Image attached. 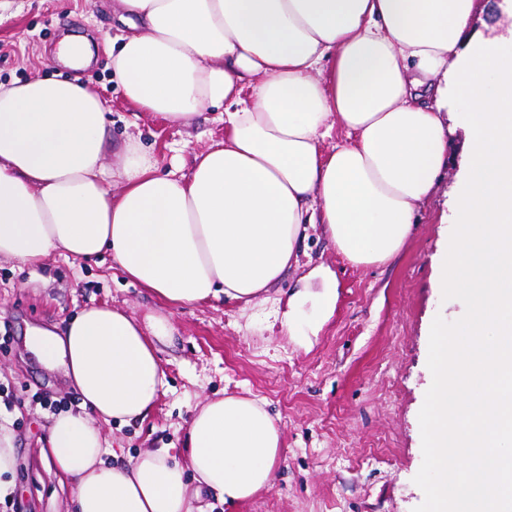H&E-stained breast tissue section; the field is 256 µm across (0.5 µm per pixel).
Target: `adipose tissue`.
Segmentation results:
<instances>
[{"label":"adipose tissue","mask_w":512,"mask_h":512,"mask_svg":"<svg viewBox=\"0 0 512 512\" xmlns=\"http://www.w3.org/2000/svg\"><path fill=\"white\" fill-rule=\"evenodd\" d=\"M130 26L112 53L126 99L190 124L223 108L224 141L189 175L161 176L149 151L115 144L105 103L74 80L0 83V259L107 252L165 306L267 301L297 266L308 228L352 264L388 262L411 236L448 154L444 110L469 88L472 167L453 202L443 280L472 315L464 342L437 333L429 418L432 491L451 512H512V26L460 51L479 0H117ZM346 143L324 151L333 127ZM313 267L281 329L310 347L336 302ZM164 315L146 326L108 305L29 349L64 367L82 401L56 415L42 454L70 484L72 512H191L188 478L223 501L269 488L283 444L257 399H208L185 451L106 461L101 422L129 425L164 385ZM463 480L448 491V456Z\"/></svg>","instance_id":"adipose-tissue-1"}]
</instances>
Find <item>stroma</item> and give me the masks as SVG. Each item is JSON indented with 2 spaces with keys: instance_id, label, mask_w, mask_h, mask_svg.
<instances>
[{
  "instance_id": "stroma-1",
  "label": "stroma",
  "mask_w": 512,
  "mask_h": 512,
  "mask_svg": "<svg viewBox=\"0 0 512 512\" xmlns=\"http://www.w3.org/2000/svg\"><path fill=\"white\" fill-rule=\"evenodd\" d=\"M113 0H0V82L62 75L87 84L111 114L112 139L151 149L162 174L189 173L192 156L227 134L223 109L190 125L165 121L127 102L112 73V44L127 28ZM67 35L89 37L94 57L79 70L56 56ZM466 91L449 106L453 128L448 169L418 212L412 236L386 263L355 266L320 231L307 232L299 266L275 287L287 297L309 266L336 275V309L310 349L271 324L272 303L249 308L229 299L173 309L171 342L162 345L166 374L144 421L103 424L119 460L146 448H182L189 417L205 398L248 395L263 400L283 433L271 487L238 503L214 492L192 499V512H448L432 493L427 406L434 383L438 327L458 337L471 313L466 297L442 282L441 257L454 228L449 203L469 165L463 126ZM110 304L138 318L164 312L132 283L110 254L92 260L53 256L28 267L0 262V425L14 435L17 469L8 497L23 512H68L69 486L41 460L52 410L34 394L64 404L80 397L63 372L41 365L25 346L30 327L64 328L91 304Z\"/></svg>"
}]
</instances>
